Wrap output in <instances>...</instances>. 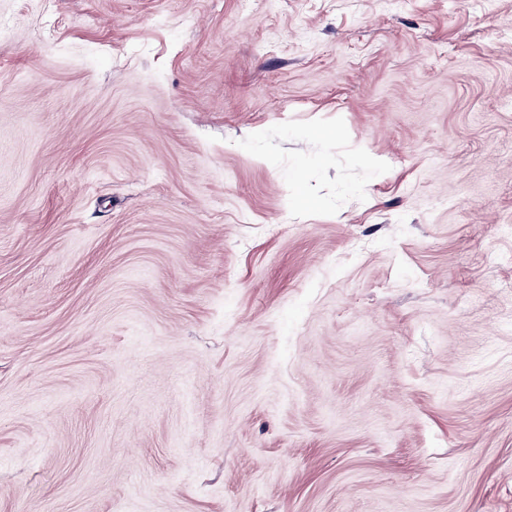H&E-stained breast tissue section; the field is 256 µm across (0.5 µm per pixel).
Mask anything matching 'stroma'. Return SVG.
<instances>
[{
	"instance_id": "obj_1",
	"label": "stroma",
	"mask_w": 512,
	"mask_h": 512,
	"mask_svg": "<svg viewBox=\"0 0 512 512\" xmlns=\"http://www.w3.org/2000/svg\"><path fill=\"white\" fill-rule=\"evenodd\" d=\"M0 27V512H512V0Z\"/></svg>"
}]
</instances>
